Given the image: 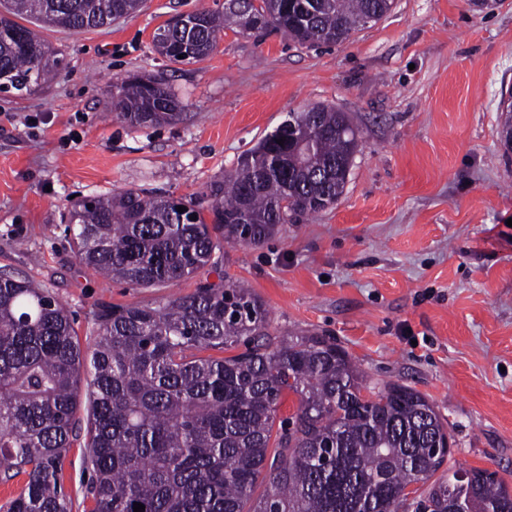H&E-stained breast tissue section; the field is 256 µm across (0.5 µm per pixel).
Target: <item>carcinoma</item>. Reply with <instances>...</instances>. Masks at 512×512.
<instances>
[{"label": "carcinoma", "instance_id": "1", "mask_svg": "<svg viewBox=\"0 0 512 512\" xmlns=\"http://www.w3.org/2000/svg\"><path fill=\"white\" fill-rule=\"evenodd\" d=\"M143 0H0V92L33 91L63 68L33 29L80 33L107 27ZM394 0H236L220 16L177 18L152 42L170 62L193 65L215 49L224 24L244 34L273 29L306 47L341 44L387 15ZM114 111L132 127L172 124L182 104L161 74L112 86ZM285 138L280 145L277 140ZM356 132L329 105L288 113L235 171L209 187L211 222L191 200L140 187L70 205L79 261L109 280L151 287L215 264L226 244L257 245L294 216L336 205L353 163ZM184 206L180 213L177 207ZM197 219H192V216ZM269 313L243 284H200L157 307L112 306L97 315L87 347L66 304L12 272L0 273V480L27 476L6 512H71L60 481L67 448L85 437L91 512H397L408 490L450 454L445 425L419 391L370 389L348 353L324 336L269 338ZM244 344L232 357L195 350ZM369 390L370 396L363 395ZM86 391V424L76 417ZM293 414L279 416L288 394ZM425 491L430 512H448V483ZM454 488L471 512H512L504 478L471 469ZM263 494L252 500L257 482Z\"/></svg>", "mask_w": 512, "mask_h": 512}]
</instances>
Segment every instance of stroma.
<instances>
[{"mask_svg":"<svg viewBox=\"0 0 512 512\" xmlns=\"http://www.w3.org/2000/svg\"><path fill=\"white\" fill-rule=\"evenodd\" d=\"M224 0H147L111 27H44L65 66L43 89L0 93V270L62 298L79 342L99 310L164 304L199 283L239 280L264 302L274 339H336L366 383L425 394L447 423L449 467L512 476V156L500 139L512 89V0H395L339 46L310 49L227 25L213 53L176 65L152 46L171 15ZM166 74L182 120L134 128L112 107L131 73ZM345 112L359 150L337 204L218 267L155 288L81 264L63 217L71 198L150 187L202 202L289 113ZM84 450L61 480L92 512Z\"/></svg>","mask_w":512,"mask_h":512,"instance_id":"obj_1","label":"stroma"}]
</instances>
